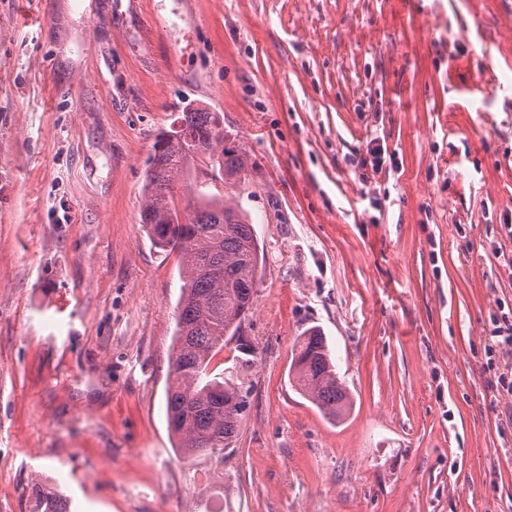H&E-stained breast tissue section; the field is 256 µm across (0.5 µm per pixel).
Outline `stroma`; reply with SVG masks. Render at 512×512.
<instances>
[{"label": "stroma", "instance_id": "stroma-1", "mask_svg": "<svg viewBox=\"0 0 512 512\" xmlns=\"http://www.w3.org/2000/svg\"><path fill=\"white\" fill-rule=\"evenodd\" d=\"M220 113L262 252L239 435L166 420L177 254L140 223L158 133ZM380 146L381 172L368 162ZM512 8L502 0H0V512H512ZM353 398L288 382L305 329Z\"/></svg>", "mask_w": 512, "mask_h": 512}]
</instances>
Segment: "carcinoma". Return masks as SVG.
<instances>
[{
  "label": "carcinoma",
  "mask_w": 512,
  "mask_h": 512,
  "mask_svg": "<svg viewBox=\"0 0 512 512\" xmlns=\"http://www.w3.org/2000/svg\"><path fill=\"white\" fill-rule=\"evenodd\" d=\"M178 128L156 136L146 172L141 223L155 247L181 259L184 281L177 307L175 351L167 418L185 456L221 454L232 445L245 417L249 388L236 373L215 372L224 343L242 336L257 293L260 253L241 204L217 195L178 198V185L201 161L244 180L253 168L249 152L230 140L217 113L188 104ZM185 202L180 206L179 202ZM288 379L328 419H342L352 398L336 372L325 336L317 328L299 337ZM40 512H69L54 494L39 496Z\"/></svg>",
  "instance_id": "carcinoma-1"
}]
</instances>
